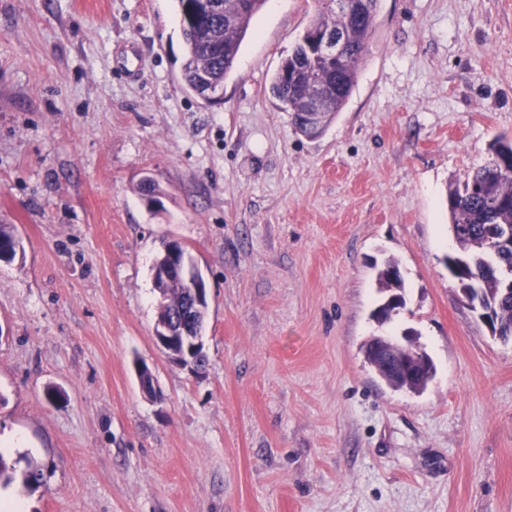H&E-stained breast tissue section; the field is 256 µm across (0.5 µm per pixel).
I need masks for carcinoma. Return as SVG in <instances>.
<instances>
[{
    "label": "carcinoma",
    "mask_w": 512,
    "mask_h": 512,
    "mask_svg": "<svg viewBox=\"0 0 512 512\" xmlns=\"http://www.w3.org/2000/svg\"><path fill=\"white\" fill-rule=\"evenodd\" d=\"M180 31L184 43L182 78L186 89L209 102L224 90V79L231 73L243 40L253 17L266 0H249V7L242 11L238 0H217L220 13L194 20L196 13L206 11L200 0H176ZM319 4L306 29L333 30L342 41V51L349 58L347 67L330 73L328 86L322 91L325 112L324 125H329L336 114L343 110L358 80L360 66L365 59L368 43L375 26L379 0H368L362 15L349 20L336 12L333 0H316ZM311 65L306 42L297 41L288 54V69L298 76V87L293 88L275 71L270 79L274 98H288V115L295 131L309 136L297 123L305 111V99L313 97L305 83V72ZM512 201V139L500 137L489 149L486 161L467 175L465 180L448 187V213L450 223L461 230L455 237L456 248L448 255V266L468 263L476 256L473 244L483 235L497 228L512 229V206H494L496 200ZM13 245L9 255L0 259L12 261L24 252L22 238L14 225L0 224V245ZM459 290L479 288L492 299L499 300L496 315L502 328L512 332V295L498 299L500 286L493 275L474 273V278L457 282Z\"/></svg>",
    "instance_id": "1"
}]
</instances>
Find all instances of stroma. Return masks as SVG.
<instances>
[{
	"instance_id": "35a3bbf8",
	"label": "stroma",
	"mask_w": 512,
	"mask_h": 512,
	"mask_svg": "<svg viewBox=\"0 0 512 512\" xmlns=\"http://www.w3.org/2000/svg\"><path fill=\"white\" fill-rule=\"evenodd\" d=\"M315 9L267 0L208 103L180 81L174 0H0V222L25 248L0 261V435L24 439L0 493L20 512H512V340L445 264L449 185L512 136V0H380L309 139L269 82ZM169 238L207 286L199 375L154 341ZM390 259L406 305L381 326ZM407 328L436 367L420 393L362 352Z\"/></svg>"
}]
</instances>
